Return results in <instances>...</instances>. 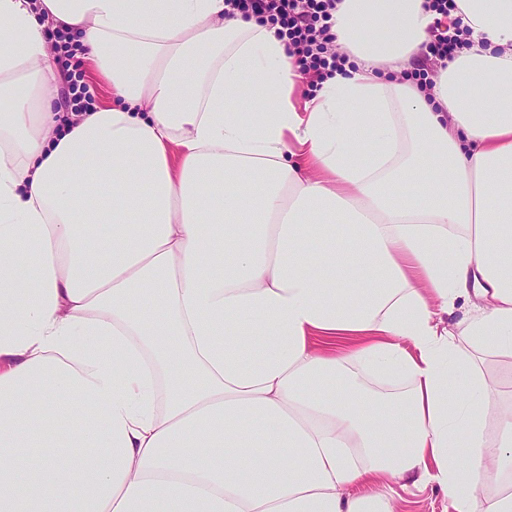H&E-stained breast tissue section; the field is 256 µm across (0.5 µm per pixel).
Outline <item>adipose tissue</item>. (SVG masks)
<instances>
[{
  "label": "adipose tissue",
  "instance_id": "ef3b65f1",
  "mask_svg": "<svg viewBox=\"0 0 512 512\" xmlns=\"http://www.w3.org/2000/svg\"><path fill=\"white\" fill-rule=\"evenodd\" d=\"M424 4L338 0L304 98L224 0H0V512H512V0H457L425 90ZM58 29L111 93L70 123ZM449 28L446 26L444 31H440L438 34L434 35L435 38L430 41L427 46V55L436 58L441 62V67H447L448 60H451L455 57L457 51L462 48L464 45H467L468 42L466 39H462L463 30L456 28V33L448 34ZM461 33V34H459ZM430 57L427 60H424L423 63L413 65L405 73H409L415 71V69H423L427 72L428 78L433 81V79L438 75L439 72V64L436 65L434 58ZM397 490L400 498L395 501V512H454L448 498L432 484H410Z\"/></svg>",
  "mask_w": 512,
  "mask_h": 512
}]
</instances>
